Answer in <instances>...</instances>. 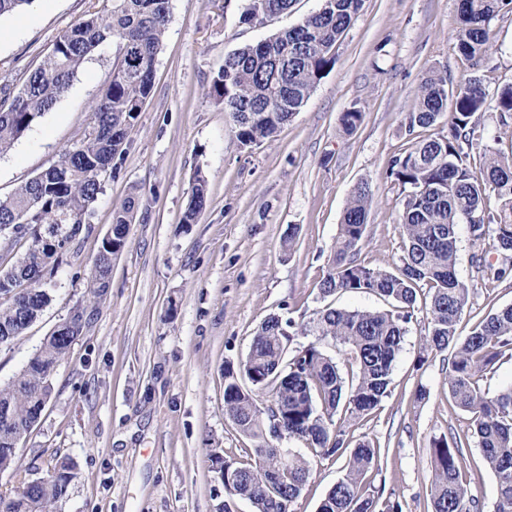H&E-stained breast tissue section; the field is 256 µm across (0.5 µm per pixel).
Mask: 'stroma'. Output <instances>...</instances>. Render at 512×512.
Masks as SVG:
<instances>
[{
  "label": "stroma",
  "mask_w": 512,
  "mask_h": 512,
  "mask_svg": "<svg viewBox=\"0 0 512 512\" xmlns=\"http://www.w3.org/2000/svg\"><path fill=\"white\" fill-rule=\"evenodd\" d=\"M459 0H365L336 44V64L300 112L274 138L244 146L222 105L207 94L233 50L299 24L321 0H294L288 13L263 24L240 23L233 0H171L168 29L153 90L117 159L104 177L88 225L52 281L40 318L0 351V384H8L44 338L85 298L92 262L112 225V209L139 186L142 201L125 248L112 262L110 288L86 332L55 374V389L19 450V472L0 473V494L13 495L21 470H47L67 457L78 475L56 512H253L227 497L213 452L249 458L253 443L224 415V364L244 359L272 313L310 321L323 301L318 283L333 253L353 187L374 196L356 258L394 270L402 253L397 223L402 188L389 176L393 156L430 136L406 131L415 91L433 67L451 84L470 72L454 33ZM103 0H35L0 17V82L22 87L54 42ZM493 55L483 69L487 89L512 83V14L491 22ZM116 46L98 48L68 92L0 156V197L55 161L87 131L90 107L105 88ZM363 114L346 132L340 116ZM209 202L195 223L183 221L196 175ZM295 233L292 249L283 240ZM497 255L490 243L458 233L457 273L471 290L460 335L512 305V278L491 283L473 257ZM426 320L408 326L390 393L367 419L348 428L349 443L381 448L376 484L395 492L403 512H430L428 448L433 438L461 443L464 468L480 500L495 512L496 481L473 437L469 414L448 393V353L417 366ZM425 399H416L417 390ZM343 459L317 460L290 512H317L342 476Z\"/></svg>",
  "instance_id": "35a3bbf8"
}]
</instances>
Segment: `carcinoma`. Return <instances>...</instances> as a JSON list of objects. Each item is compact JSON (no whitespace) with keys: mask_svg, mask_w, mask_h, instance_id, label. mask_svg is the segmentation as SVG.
Wrapping results in <instances>:
<instances>
[{"mask_svg":"<svg viewBox=\"0 0 512 512\" xmlns=\"http://www.w3.org/2000/svg\"><path fill=\"white\" fill-rule=\"evenodd\" d=\"M171 0H106L53 44L43 64L18 90L0 86V155L8 152L69 90L82 65L100 46L116 44L109 84L91 110L83 138L64 149L51 165L0 197V233L29 241L26 252L0 267V350L11 347L50 301V281L66 246L82 231L102 190V177L116 176V156L124 152L128 129L151 95L157 54L165 36ZM293 0H244L239 22L252 26L284 14ZM364 0H321L300 24L227 54L213 76L209 96L224 105L240 144L271 138L300 111L336 63V42L356 18ZM512 11V0H460L456 47L478 70L492 50L490 21ZM493 102L501 116L512 114V84L494 92L470 77L448 88L447 73L433 68L421 80L408 132L448 118L447 128L419 140L391 160L389 177L403 187L399 213L403 253L397 270L374 269L355 258L373 202L369 187L357 185L344 209L328 270L319 283L321 298L341 292L375 294L387 310H346L326 305L312 324L278 314L257 329L244 362L224 363V414L255 443L254 456L236 461L225 491L248 499L255 512H289L313 473L315 460L347 456L345 474L330 488L319 512H403L394 493L371 479L380 469L381 448L369 441L349 447L346 425L372 415L389 394L394 362L403 349L407 324L428 289L423 353L451 351L448 392L454 407L472 414L473 436L497 486L496 512H512V386L490 397L479 380L507 350L512 351V305L481 321L462 338L457 326L470 291L457 275L458 226L467 225L474 242L487 238L502 256L483 267L487 280L512 277V156L483 142L474 117ZM483 166L475 170L470 152ZM494 193L497 211L485 199ZM209 202L208 183L197 175L183 223L194 224ZM139 205L132 187L112 211V226L87 278V299L71 313V327L45 337L14 379L0 387V473L18 468V449L54 391L57 367L74 339L91 323L98 301L110 286L112 258L125 247ZM313 334L340 345L350 367L345 375L316 342L294 344ZM250 374L253 384L240 385ZM284 433L307 453L284 465L271 440ZM433 479L427 489L431 512H478L469 488L462 448L435 439L429 448ZM77 477L64 459L42 476L23 479L17 492L0 496V512H54Z\"/></svg>","mask_w":512,"mask_h":512,"instance_id":"cac0c4a2","label":"carcinoma"}]
</instances>
